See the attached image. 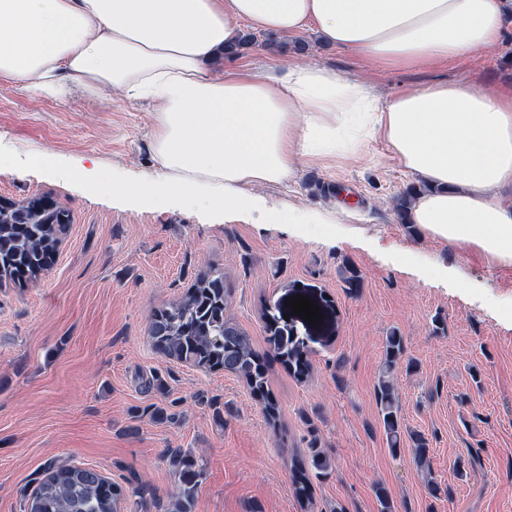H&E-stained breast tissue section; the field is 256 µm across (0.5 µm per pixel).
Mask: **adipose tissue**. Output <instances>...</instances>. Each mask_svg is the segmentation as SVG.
I'll return each mask as SVG.
<instances>
[{
    "label": "adipose tissue",
    "mask_w": 512,
    "mask_h": 512,
    "mask_svg": "<svg viewBox=\"0 0 512 512\" xmlns=\"http://www.w3.org/2000/svg\"><path fill=\"white\" fill-rule=\"evenodd\" d=\"M512 0H0V77L27 93L109 89L152 108V182L216 210L373 140L421 185L407 221L488 267L512 268V87L429 81L383 98L324 63L211 61L245 32L425 68L504 43Z\"/></svg>",
    "instance_id": "1"
}]
</instances>
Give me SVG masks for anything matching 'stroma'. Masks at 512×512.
Masks as SVG:
<instances>
[{"label":"stroma","instance_id":"stroma-1","mask_svg":"<svg viewBox=\"0 0 512 512\" xmlns=\"http://www.w3.org/2000/svg\"><path fill=\"white\" fill-rule=\"evenodd\" d=\"M279 57L326 61L384 98L435 79L512 86L509 47L494 59L387 70L304 33ZM150 132L146 103L107 91L30 94L0 80V198L45 196L71 219L48 271L0 285V512H20L23 494L58 463L169 503V448L206 465L192 512H380L379 483L394 512H512V269L410 234L392 208L410 180L379 141L359 158L305 164L294 181L222 211L163 187L155 200L87 192L98 176L153 177ZM40 150L50 164L27 166ZM347 266L362 277L358 293L342 280ZM209 267L223 270L230 313L258 352H268L274 320L305 342L307 379L269 363L277 421L238 378L163 360L151 346L153 311ZM297 296L316 302L321 322L289 315ZM393 330L415 363L398 369V390L405 426L430 440L427 471L410 447L391 452L379 423L375 386ZM153 406L173 421L153 418ZM313 441L333 473L314 481L306 504L290 460ZM461 458L471 463L463 480ZM431 477L450 496L432 498Z\"/></svg>","mask_w":512,"mask_h":512}]
</instances>
